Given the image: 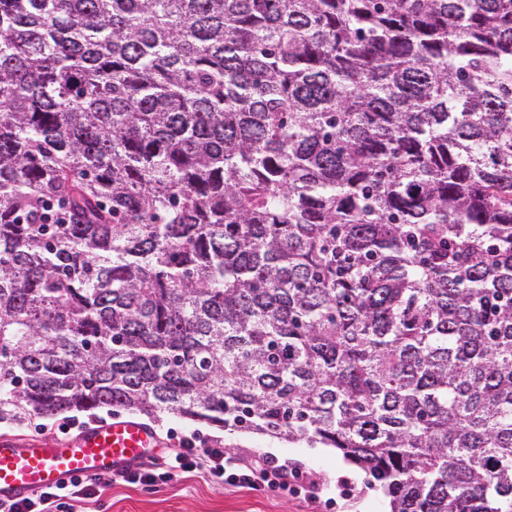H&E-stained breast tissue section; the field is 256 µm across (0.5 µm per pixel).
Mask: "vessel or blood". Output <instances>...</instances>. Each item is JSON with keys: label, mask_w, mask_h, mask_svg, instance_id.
Segmentation results:
<instances>
[{"label": "vessel or blood", "mask_w": 512, "mask_h": 512, "mask_svg": "<svg viewBox=\"0 0 512 512\" xmlns=\"http://www.w3.org/2000/svg\"><path fill=\"white\" fill-rule=\"evenodd\" d=\"M164 445L148 423L120 415L52 446L0 436V498L20 499L78 475L132 469Z\"/></svg>", "instance_id": "obj_1"}]
</instances>
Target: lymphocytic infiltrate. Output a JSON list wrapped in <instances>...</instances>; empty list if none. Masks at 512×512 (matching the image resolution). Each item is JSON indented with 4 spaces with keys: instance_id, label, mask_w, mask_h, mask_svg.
<instances>
[{
    "instance_id": "lymphocytic-infiltrate-1",
    "label": "lymphocytic infiltrate",
    "mask_w": 512,
    "mask_h": 512,
    "mask_svg": "<svg viewBox=\"0 0 512 512\" xmlns=\"http://www.w3.org/2000/svg\"><path fill=\"white\" fill-rule=\"evenodd\" d=\"M197 470L214 482L227 481L256 491L269 487L298 494L303 491L302 486L295 483L300 475L298 469L287 468L273 457L240 462L217 441L202 449L193 446L179 448L165 455L162 462L141 463L133 470L76 477L63 486L42 490L22 499H0V512H74L76 503L96 501L113 485L135 481L151 483L158 477L171 481Z\"/></svg>"
}]
</instances>
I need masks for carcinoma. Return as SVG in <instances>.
<instances>
[{"label":"carcinoma","mask_w":512,"mask_h":512,"mask_svg":"<svg viewBox=\"0 0 512 512\" xmlns=\"http://www.w3.org/2000/svg\"><path fill=\"white\" fill-rule=\"evenodd\" d=\"M112 408L512 512V0H0V422Z\"/></svg>","instance_id":"obj_1"}]
</instances>
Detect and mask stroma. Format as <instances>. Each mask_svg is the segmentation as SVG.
Returning a JSON list of instances; mask_svg holds the SVG:
<instances>
[{
    "mask_svg": "<svg viewBox=\"0 0 512 512\" xmlns=\"http://www.w3.org/2000/svg\"><path fill=\"white\" fill-rule=\"evenodd\" d=\"M105 412L67 414L33 424L8 427L0 424V436L27 443L55 444L72 425L85 426L105 419ZM154 428L166 437L169 447H180L184 439L205 445L223 440L227 451L243 457L271 455L280 462L298 463L316 474L321 498L310 501L278 490L252 491L235 485L218 486L200 472L174 481L152 484L130 483L107 489L96 502L83 505V512H389V500L368 483L365 471L346 461L336 449L310 448L302 443H285L260 435H230L224 431L164 416Z\"/></svg>",
    "mask_w": 512,
    "mask_h": 512,
    "instance_id": "35a3bbf8",
    "label": "stroma"
}]
</instances>
